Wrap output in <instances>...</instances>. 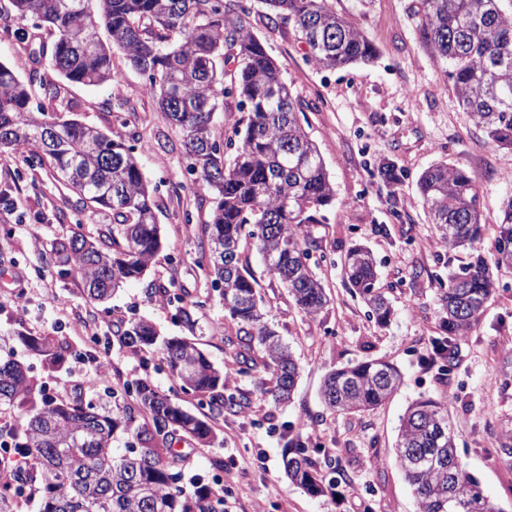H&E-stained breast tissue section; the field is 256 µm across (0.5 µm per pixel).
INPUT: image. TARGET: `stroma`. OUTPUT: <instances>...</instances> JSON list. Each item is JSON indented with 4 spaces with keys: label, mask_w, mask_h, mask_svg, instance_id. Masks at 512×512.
<instances>
[{
    "label": "stroma",
    "mask_w": 512,
    "mask_h": 512,
    "mask_svg": "<svg viewBox=\"0 0 512 512\" xmlns=\"http://www.w3.org/2000/svg\"><path fill=\"white\" fill-rule=\"evenodd\" d=\"M350 14L376 45L367 64L335 71L318 69L306 56L293 26L268 23L260 0L253 5L254 32L277 61L281 78L300 109L299 119L317 145L336 189L318 223L308 225L310 252L328 302L315 317L296 308L278 280L264 274L251 239L241 245V261L253 269L266 319L290 346L298 379L290 404H274L268 374L245 375L227 355L237 325L199 267V244L212 208L211 196L192 178L173 188L169 178L186 165L182 134L150 95L143 74L120 50L112 52L115 82L102 86L63 83L72 103L71 119L103 132L120 131L137 146L145 178L155 189L163 248L144 278L106 304L89 302L75 275L60 274L52 251L63 238L95 237L109 219L86 207L43 169L22 156L0 153V336L51 334L69 343L59 368L18 348L35 381L55 396L84 391L112 405L113 386L150 380L184 408L200 412L199 400L182 390L158 355H136L113 344L117 327L151 321L167 337L191 339L228 377L227 391L249 399L239 414L211 412L216 441L205 447L176 443L187 477L219 490L224 512H417L412 490L398 468L394 446L407 408L421 398H449L448 412L460 461L500 512H512V466L498 451V424L512 416V389L498 379L512 351V269L496 272L497 292L455 350V368L432 360L440 336L441 282L469 263L468 253H446L436 242L417 192L419 175L447 163L474 174L480 183L479 209L487 238H494L501 207L512 194V150L488 142L459 105L452 81L418 44L408 15L411 0H331ZM31 22L12 19L9 0H0V61L27 76L28 46L13 31ZM127 103L118 126L117 100ZM395 164L396 178L380 180V164ZM369 248L378 285L393 314L387 324L369 318L362 299L345 284L341 263L353 245ZM171 300L160 303L159 289ZM201 300L198 322L187 326L179 309ZM394 363L402 373L397 392L383 406L354 415H335L321 401L331 370L371 359ZM301 439L331 459L320 474L323 493L311 495L291 483L282 454ZM224 460L213 470L211 457Z\"/></svg>",
    "instance_id": "stroma-1"
}]
</instances>
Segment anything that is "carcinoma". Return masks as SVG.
Here are the masks:
<instances>
[{
	"instance_id": "carcinoma-1",
	"label": "carcinoma",
	"mask_w": 512,
	"mask_h": 512,
	"mask_svg": "<svg viewBox=\"0 0 512 512\" xmlns=\"http://www.w3.org/2000/svg\"><path fill=\"white\" fill-rule=\"evenodd\" d=\"M16 19L47 26L53 35L31 51L27 80L0 63V151L19 153L35 168L60 176L83 202L112 216V230L97 240L75 234L56 242L54 254L78 275L92 301H104L123 285L143 278L162 249L155 190L150 188L122 135L105 134L76 120L49 121L63 107L61 86L45 80L43 59L69 82L100 85L116 79L112 43L147 76L149 94L183 137L186 169L212 199L204 227L206 246L198 265L221 291L224 311L238 324L230 355L249 373L270 375L267 393L290 401L298 367L288 346L264 321L257 280L240 262L242 240H254L264 271L279 280L296 307L314 317L328 299L310 263L305 227L319 223L335 189L321 155L298 118L296 99L263 42L252 32V0H10ZM273 23L288 22L323 70L373 60L377 50L357 25L329 0H262ZM417 39L451 79L460 105L493 144L512 150V0H413ZM234 65L233 72L225 69ZM239 98L248 113L234 158L214 135L213 118L224 98ZM419 196L441 247L468 250L474 261L448 275L442 288V335L435 343L453 368L456 340L478 322L496 291L494 271L512 269V196L504 201L490 249L478 208L479 182L438 163L417 181ZM342 273L380 324L391 306L377 286L372 253L361 245L346 253ZM119 346L151 348L185 392L211 409L237 413L244 402L224 395V371L195 343L159 336L144 320L116 334ZM22 344L62 365L69 344L55 336H23ZM0 342V414L25 413L20 427L0 425V450L13 455V470L0 479V512H17L20 500L37 501V512H216L222 499L208 485L189 490L174 444L182 436L203 446L215 441L203 416L183 408L146 379L126 391L130 402L114 413L75 393L46 394ZM401 374L374 359L331 371L322 398L334 413L352 415L383 405L399 388ZM148 422L135 424L137 411ZM124 437V448L113 443ZM499 452L512 463V417L499 424ZM396 463L418 512H500L463 468L448 420V404L415 401L401 420ZM288 478L319 494L316 458L289 442L283 456Z\"/></svg>"
}]
</instances>
